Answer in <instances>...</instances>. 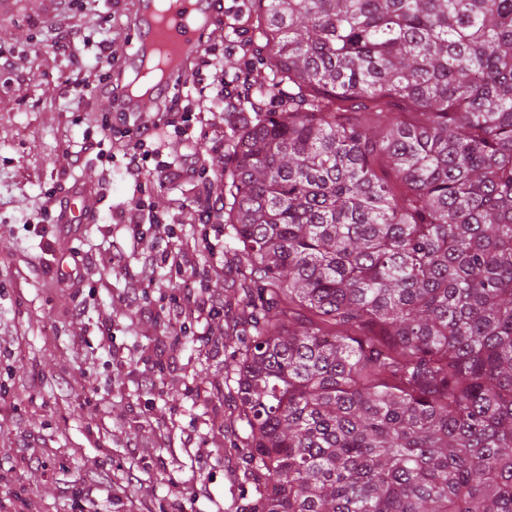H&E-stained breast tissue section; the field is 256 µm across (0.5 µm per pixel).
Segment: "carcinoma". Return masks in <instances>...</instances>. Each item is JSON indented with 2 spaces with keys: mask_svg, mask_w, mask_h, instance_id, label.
<instances>
[{
  "mask_svg": "<svg viewBox=\"0 0 512 512\" xmlns=\"http://www.w3.org/2000/svg\"><path fill=\"white\" fill-rule=\"evenodd\" d=\"M252 3L260 76L224 107L245 512H512V0Z\"/></svg>",
  "mask_w": 512,
  "mask_h": 512,
  "instance_id": "obj_1",
  "label": "carcinoma"
}]
</instances>
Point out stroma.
<instances>
[{
    "mask_svg": "<svg viewBox=\"0 0 512 512\" xmlns=\"http://www.w3.org/2000/svg\"><path fill=\"white\" fill-rule=\"evenodd\" d=\"M72 9L85 41L71 55L45 49L58 0H15L0 16V512H244L252 488L224 386L232 349L222 332L235 308L202 315L178 336L163 313L171 289H155L147 314L134 316L123 306L121 272L67 279L76 258L109 249L114 219L141 200L177 227L174 238L147 242L153 254L207 236L215 250L199 260L208 266L229 246L223 225L201 223L196 212L221 184L157 176L138 189L123 157L85 152L103 121L119 131L133 115L107 97L76 96L73 86L103 40L126 46L112 68H127L139 35L128 0H74ZM81 188L100 199L87 223L44 219L49 196ZM30 448L41 466L27 464ZM128 472L132 484L118 489Z\"/></svg>",
    "mask_w": 512,
    "mask_h": 512,
    "instance_id": "stroma-1",
    "label": "stroma"
}]
</instances>
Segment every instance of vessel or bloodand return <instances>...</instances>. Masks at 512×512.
Here are the masks:
<instances>
[{"mask_svg": "<svg viewBox=\"0 0 512 512\" xmlns=\"http://www.w3.org/2000/svg\"><path fill=\"white\" fill-rule=\"evenodd\" d=\"M178 9L172 22L173 35L182 49V62L179 74H189L192 64L202 49V36L214 20L213 0H176ZM156 0H135L133 6L134 23L139 32L140 45L133 56V71H141L147 46L154 32ZM96 198L87 191H75L67 206L61 211L60 223L81 224L87 215L94 211Z\"/></svg>", "mask_w": 512, "mask_h": 512, "instance_id": "vessel-or-blood-1", "label": "vessel or blood"}]
</instances>
